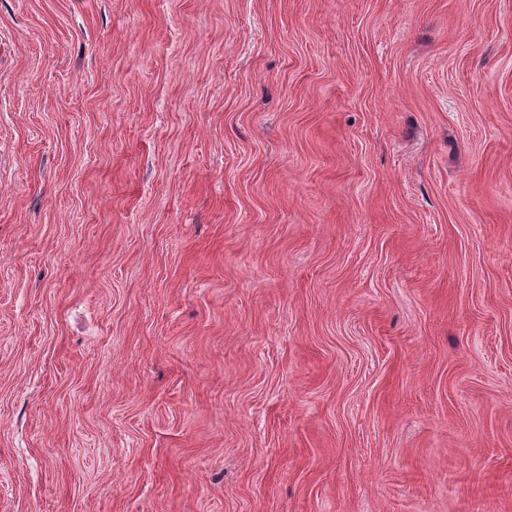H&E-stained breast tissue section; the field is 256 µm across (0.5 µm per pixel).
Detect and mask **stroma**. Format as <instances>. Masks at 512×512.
Returning a JSON list of instances; mask_svg holds the SVG:
<instances>
[{"label":"stroma","mask_w":512,"mask_h":512,"mask_svg":"<svg viewBox=\"0 0 512 512\" xmlns=\"http://www.w3.org/2000/svg\"><path fill=\"white\" fill-rule=\"evenodd\" d=\"M0 512H512V0H0Z\"/></svg>","instance_id":"1"}]
</instances>
